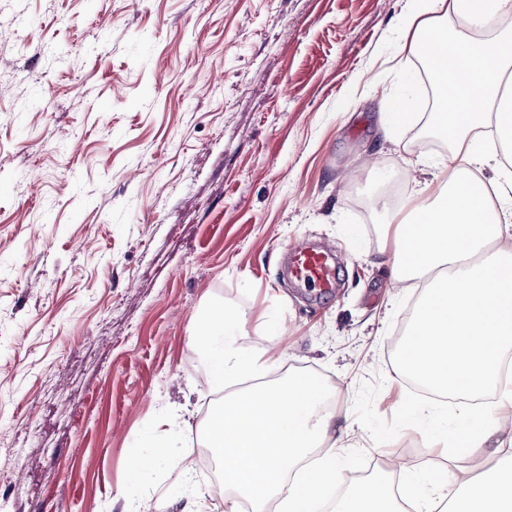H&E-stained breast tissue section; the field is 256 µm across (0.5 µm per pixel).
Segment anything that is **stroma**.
<instances>
[{
    "instance_id": "1",
    "label": "stroma",
    "mask_w": 512,
    "mask_h": 512,
    "mask_svg": "<svg viewBox=\"0 0 512 512\" xmlns=\"http://www.w3.org/2000/svg\"><path fill=\"white\" fill-rule=\"evenodd\" d=\"M410 5L0 0L7 512H178L223 400L187 333L214 305L244 312L245 348L274 346L270 379L341 388L353 481L400 457L483 470L401 419L419 295L391 277L378 188L448 157L420 147L426 122L381 128L387 97L422 96L399 65ZM307 242L335 249V290L283 277Z\"/></svg>"
}]
</instances>
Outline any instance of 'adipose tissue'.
Returning a JSON list of instances; mask_svg holds the SVG:
<instances>
[{"instance_id": "adipose-tissue-1", "label": "adipose tissue", "mask_w": 512, "mask_h": 512, "mask_svg": "<svg viewBox=\"0 0 512 512\" xmlns=\"http://www.w3.org/2000/svg\"><path fill=\"white\" fill-rule=\"evenodd\" d=\"M507 2L413 0L405 19L407 52L425 60L439 92L428 121L447 143L448 160L385 208L394 276H433L400 345L399 368L433 392L461 398L448 430L425 425L420 407H406V422L433 440L449 433L460 456L497 459L475 479L444 468L416 472L429 491L425 512L439 501L448 512H512V453L489 446L501 419L512 416V381L503 376L512 356V173L483 176L499 148L512 143V25L497 22ZM441 11L461 18L469 36L449 33L436 20ZM242 319L213 307L189 326L212 392L258 382L213 411L206 445L216 451L225 493L248 502L250 512H317L344 472L336 418L320 408L324 386L308 375L266 381L270 349L240 345ZM489 390L494 406L473 409L469 397ZM393 479L383 469L348 486L333 512H405Z\"/></svg>"}]
</instances>
